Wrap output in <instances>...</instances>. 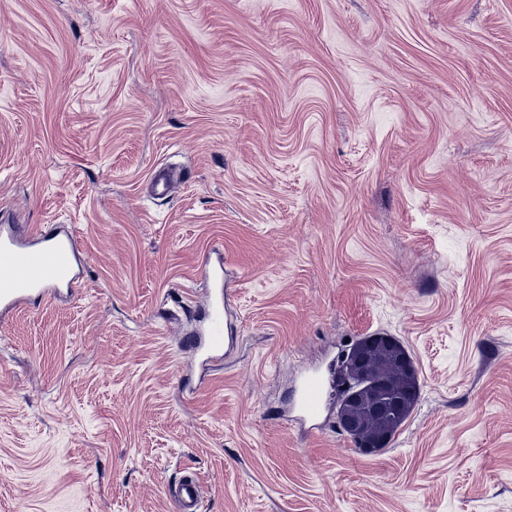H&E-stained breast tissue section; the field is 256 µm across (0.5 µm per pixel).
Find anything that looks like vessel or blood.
Wrapping results in <instances>:
<instances>
[{
    "label": "vessel or blood",
    "mask_w": 512,
    "mask_h": 512,
    "mask_svg": "<svg viewBox=\"0 0 512 512\" xmlns=\"http://www.w3.org/2000/svg\"><path fill=\"white\" fill-rule=\"evenodd\" d=\"M78 278L76 253L71 236L50 231L36 234L14 227L0 230V307L16 308L31 293L42 295L72 288ZM232 328L224 324V299L210 305L204 331L206 344L221 353ZM323 382L314 373L306 375L299 387L298 405L303 418L313 420L322 413ZM178 512H199L200 490L196 478L184 480L173 492Z\"/></svg>",
    "instance_id": "1"
}]
</instances>
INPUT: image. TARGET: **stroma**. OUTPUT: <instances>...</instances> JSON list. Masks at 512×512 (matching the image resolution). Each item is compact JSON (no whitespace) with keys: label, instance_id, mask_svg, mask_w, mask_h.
Here are the masks:
<instances>
[{"label":"stroma","instance_id":"35a3bbf8","mask_svg":"<svg viewBox=\"0 0 512 512\" xmlns=\"http://www.w3.org/2000/svg\"><path fill=\"white\" fill-rule=\"evenodd\" d=\"M13 222L79 280L0 311V512H176L187 475L200 512H512V0H0ZM375 333L420 395L364 455L337 373ZM221 261L218 266L206 262L203 268L204 278L218 290V296L210 304L208 323L204 331L209 350L219 354L224 350L226 336L233 334L231 327L224 326V278ZM323 382L315 373L306 375L299 387L298 405L302 417L308 420L318 418L322 413ZM358 391H352L346 398L344 403V412L340 409L337 411L338 427L343 432H348L350 438L355 444V447L363 454H373L381 450L382 447H387L389 436L378 434L372 441H365L362 436L355 432L360 427V419L354 415L346 413V408L353 405L358 398Z\"/></svg>","mask_w":512,"mask_h":512}]
</instances>
